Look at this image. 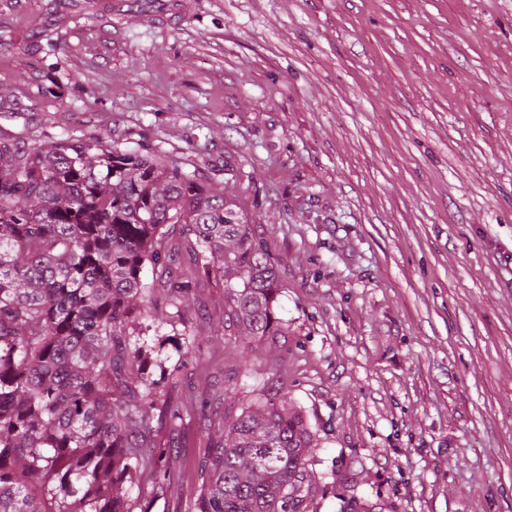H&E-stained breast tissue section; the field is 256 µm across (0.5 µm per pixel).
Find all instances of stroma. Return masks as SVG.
<instances>
[{
    "label": "stroma",
    "instance_id": "stroma-1",
    "mask_svg": "<svg viewBox=\"0 0 512 512\" xmlns=\"http://www.w3.org/2000/svg\"><path fill=\"white\" fill-rule=\"evenodd\" d=\"M101 132L253 204L309 512H512V0H0V135ZM168 311L131 512H194L224 418L223 289Z\"/></svg>",
    "mask_w": 512,
    "mask_h": 512
}]
</instances>
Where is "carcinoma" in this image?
Instances as JSON below:
<instances>
[{
	"label": "carcinoma",
	"mask_w": 512,
	"mask_h": 512,
	"mask_svg": "<svg viewBox=\"0 0 512 512\" xmlns=\"http://www.w3.org/2000/svg\"><path fill=\"white\" fill-rule=\"evenodd\" d=\"M175 230L190 267L224 286V383L254 380L224 404L197 512H307L312 435L255 368L288 335L266 242L191 159L104 135L0 138V512H129L154 405L134 312L161 323L155 290L191 288L172 269Z\"/></svg>",
	"instance_id": "1"
}]
</instances>
